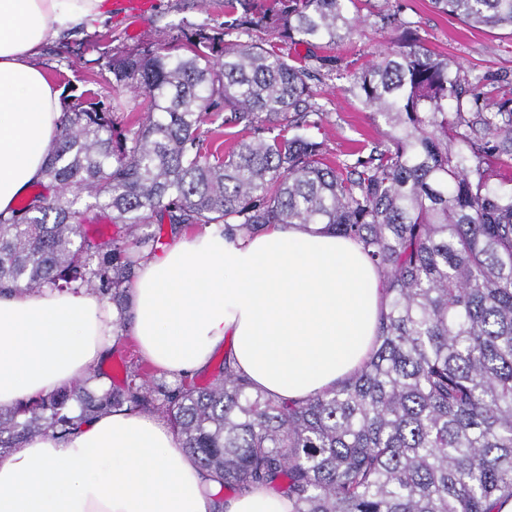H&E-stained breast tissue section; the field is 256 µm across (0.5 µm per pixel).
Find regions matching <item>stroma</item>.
<instances>
[{
	"instance_id": "1",
	"label": "stroma",
	"mask_w": 512,
	"mask_h": 512,
	"mask_svg": "<svg viewBox=\"0 0 512 512\" xmlns=\"http://www.w3.org/2000/svg\"><path fill=\"white\" fill-rule=\"evenodd\" d=\"M357 6L361 22L353 35L339 47L318 51L326 63L312 84L324 112L315 136L324 141L329 158L386 138L384 120L373 117L351 91L353 74L400 37L399 30L383 24V15L397 12L416 21L426 48L459 62L469 77L484 79L495 95L512 94V31L469 26L439 12L432 0H358ZM223 23L224 0H154L139 25L122 12L109 13L91 27L62 34L42 49L36 63L63 90L68 105L79 104L83 91L99 92L111 103L115 122L126 126L142 118L146 107L132 93L113 95L111 58L143 48L165 53L182 32Z\"/></svg>"
}]
</instances>
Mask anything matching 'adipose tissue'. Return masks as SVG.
Here are the masks:
<instances>
[{
	"mask_svg": "<svg viewBox=\"0 0 512 512\" xmlns=\"http://www.w3.org/2000/svg\"><path fill=\"white\" fill-rule=\"evenodd\" d=\"M106 2L0 0V212L42 181L62 114L36 57ZM383 304L380 273L355 241L273 224L236 241L218 229L175 236L142 261L127 317L141 357L172 378L225 350L255 388L302 399L360 367ZM116 317L88 288L0 294V407L79 383L104 389L96 369ZM218 490L169 423L141 411H105L0 456V512H211Z\"/></svg>",
	"mask_w": 512,
	"mask_h": 512,
	"instance_id": "adipose-tissue-1",
	"label": "adipose tissue"
}]
</instances>
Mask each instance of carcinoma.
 <instances>
[{
    "label": "carcinoma",
    "mask_w": 512,
    "mask_h": 512,
    "mask_svg": "<svg viewBox=\"0 0 512 512\" xmlns=\"http://www.w3.org/2000/svg\"><path fill=\"white\" fill-rule=\"evenodd\" d=\"M276 2L224 0L223 31L112 58V90L142 97L147 115L123 128L90 90L62 113L46 181L0 213V292L96 288L120 337L125 283L163 243V224L222 225L229 239L322 224L381 273L386 311L368 359L299 400L253 390L227 360L207 386L171 388L133 367L123 387L0 409V454L102 410L153 409L224 488L275 487L293 512H500L512 498V188L499 172L512 161V97L493 99L426 49L415 22L388 15L400 42L352 86L388 140L331 161L309 134L321 112L307 60L248 36L265 27L335 47L360 23L356 0ZM432 2L468 25L512 29V0ZM218 118L269 136L204 153L202 128ZM91 211L112 235L84 229Z\"/></svg>",
    "instance_id": "1"
}]
</instances>
